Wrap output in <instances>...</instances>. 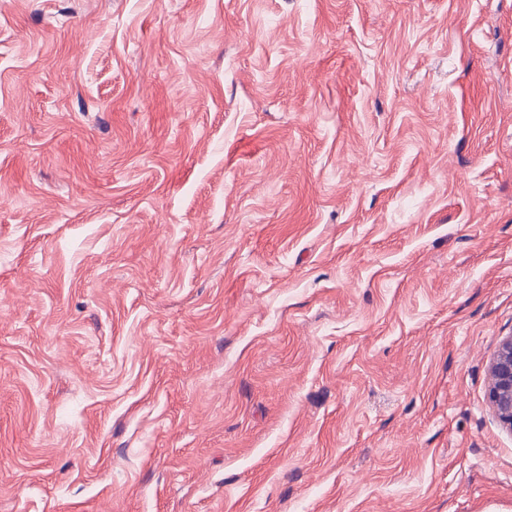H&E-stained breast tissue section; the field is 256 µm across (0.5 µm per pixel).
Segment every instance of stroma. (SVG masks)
Returning a JSON list of instances; mask_svg holds the SVG:
<instances>
[{
  "mask_svg": "<svg viewBox=\"0 0 512 512\" xmlns=\"http://www.w3.org/2000/svg\"><path fill=\"white\" fill-rule=\"evenodd\" d=\"M512 0H0V512H512ZM488 373L490 403L503 427L512 432V335L500 341Z\"/></svg>",
  "mask_w": 512,
  "mask_h": 512,
  "instance_id": "35a3bbf8",
  "label": "stroma"
}]
</instances>
